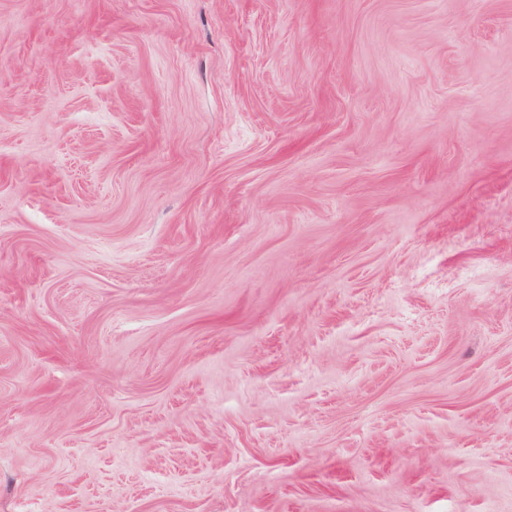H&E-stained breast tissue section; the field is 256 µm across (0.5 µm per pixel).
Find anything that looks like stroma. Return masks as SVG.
Wrapping results in <instances>:
<instances>
[{"label":"stroma","mask_w":512,"mask_h":512,"mask_svg":"<svg viewBox=\"0 0 512 512\" xmlns=\"http://www.w3.org/2000/svg\"><path fill=\"white\" fill-rule=\"evenodd\" d=\"M0 512H512V0H0Z\"/></svg>","instance_id":"35a3bbf8"}]
</instances>
